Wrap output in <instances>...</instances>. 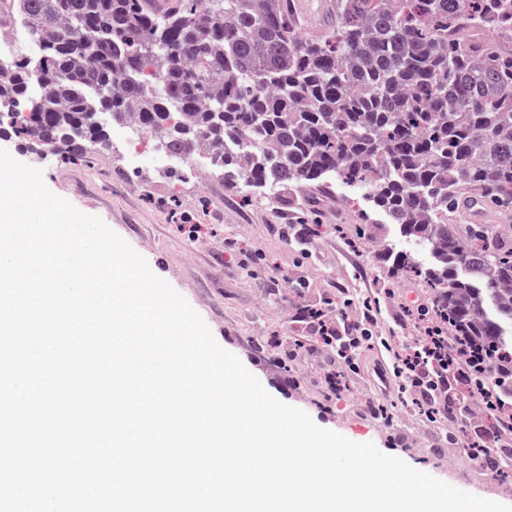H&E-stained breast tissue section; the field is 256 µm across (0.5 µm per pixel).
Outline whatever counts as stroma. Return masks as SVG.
<instances>
[{
	"instance_id": "1",
	"label": "stroma",
	"mask_w": 512,
	"mask_h": 512,
	"mask_svg": "<svg viewBox=\"0 0 512 512\" xmlns=\"http://www.w3.org/2000/svg\"><path fill=\"white\" fill-rule=\"evenodd\" d=\"M288 3L307 37L323 35L336 17V0ZM131 147L127 128L119 125L112 128L111 147L86 162L71 163L55 153L39 156L0 139V149L42 170L52 193L111 224L278 401L458 489L512 505V492L503 488L512 447H493L474 398L456 397L455 405L470 420L465 442L488 445L476 458L452 443L454 421H427L392 381L378 377V351L362 353V371L338 396L326 382L339 364L336 352L315 345L299 356L288 354L294 340L312 334L308 310L347 299L370 303L375 335L396 345L410 342L415 330L408 311L432 298L417 283L393 276L379 255L381 242L399 239L396 226L374 211L360 217L364 201L337 184L303 193L280 184L254 191L227 185L217 175L199 178L200 157L168 158L152 140L141 155H131ZM313 220L321 232L302 239L276 230ZM189 224L200 225L198 236H189ZM378 403L392 406L391 421L373 414Z\"/></svg>"
}]
</instances>
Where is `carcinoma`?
Segmentation results:
<instances>
[{"label":"carcinoma","instance_id":"cac0c4a2","mask_svg":"<svg viewBox=\"0 0 512 512\" xmlns=\"http://www.w3.org/2000/svg\"><path fill=\"white\" fill-rule=\"evenodd\" d=\"M12 4L38 56H0L1 133L85 161L107 116L253 190L333 178L398 226L384 253L461 359L512 360V238L449 223L472 195L512 210V0H336L314 38L284 0Z\"/></svg>","mask_w":512,"mask_h":512}]
</instances>
